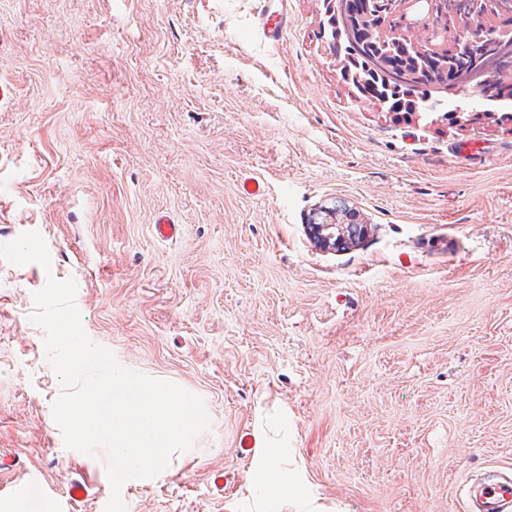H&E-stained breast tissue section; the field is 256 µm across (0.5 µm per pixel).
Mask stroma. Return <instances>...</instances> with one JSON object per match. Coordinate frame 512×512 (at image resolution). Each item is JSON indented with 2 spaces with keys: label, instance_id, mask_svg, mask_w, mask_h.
Listing matches in <instances>:
<instances>
[{
  "label": "stroma",
  "instance_id": "35a3bbf8",
  "mask_svg": "<svg viewBox=\"0 0 512 512\" xmlns=\"http://www.w3.org/2000/svg\"><path fill=\"white\" fill-rule=\"evenodd\" d=\"M287 6L272 41L260 0H0V243L35 231L50 255L0 260V498L110 497L107 451L67 448L53 417L30 319L51 278L75 280L93 343L210 419L123 487L127 512H257L262 450H239L270 417L288 492L267 512H463L462 487L512 466V101L379 109L321 0ZM336 204L368 230L322 251L306 226Z\"/></svg>",
  "mask_w": 512,
  "mask_h": 512
}]
</instances>
